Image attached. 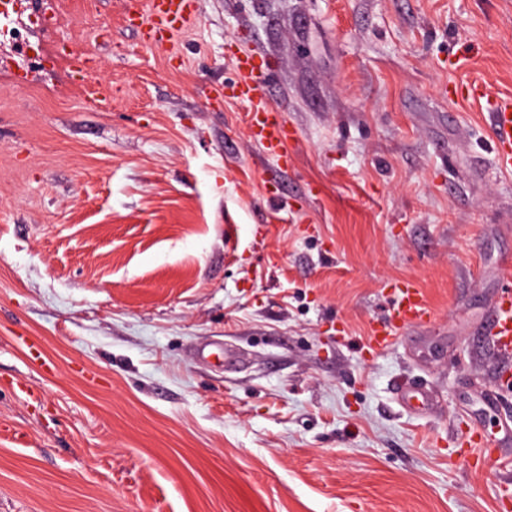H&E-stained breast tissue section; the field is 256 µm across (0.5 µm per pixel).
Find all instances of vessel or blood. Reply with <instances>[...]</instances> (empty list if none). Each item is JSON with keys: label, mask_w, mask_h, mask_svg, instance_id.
Here are the masks:
<instances>
[{"label": "vessel or blood", "mask_w": 512, "mask_h": 512, "mask_svg": "<svg viewBox=\"0 0 512 512\" xmlns=\"http://www.w3.org/2000/svg\"><path fill=\"white\" fill-rule=\"evenodd\" d=\"M193 0H150L146 13L138 20L148 39L156 46H165L172 33L191 21L195 13ZM237 78L231 88H213L215 97L235 99L245 106L250 116V134L265 154L278 164L288 162L286 145L293 138L284 114L269 102L265 86L269 73L257 69L251 57L243 56L233 62ZM452 94L485 101L490 112L495 142V162L505 172L512 171V102H502L488 97L484 88L477 84L452 87ZM391 299L384 319L374 321L367 339L370 353L378 354L389 349L395 335L402 329H416L430 325L435 313L414 281L401 280L387 287ZM487 334L499 356L512 355V285L499 289L487 321ZM396 395L401 403L414 412L426 411L435 397L432 392L415 390L399 385ZM460 461L471 469H478L486 457L496 456L502 470L512 469V455L506 449L512 445V427H502L496 436H488L476 423L463 427L460 435Z\"/></svg>", "instance_id": "obj_1"}]
</instances>
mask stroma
<instances>
[{
    "instance_id": "stroma-1",
    "label": "stroma",
    "mask_w": 512,
    "mask_h": 512,
    "mask_svg": "<svg viewBox=\"0 0 512 512\" xmlns=\"http://www.w3.org/2000/svg\"><path fill=\"white\" fill-rule=\"evenodd\" d=\"M27 7L40 55L0 47V512H512L454 426L512 422L481 334L512 173L443 91L512 99V0H195L162 48L126 21L148 0ZM242 49L286 172L204 93ZM398 278L436 322L369 354ZM397 398L410 411L422 413L433 405L434 394L430 391L413 390L411 387L400 383L396 392Z\"/></svg>"
}]
</instances>
